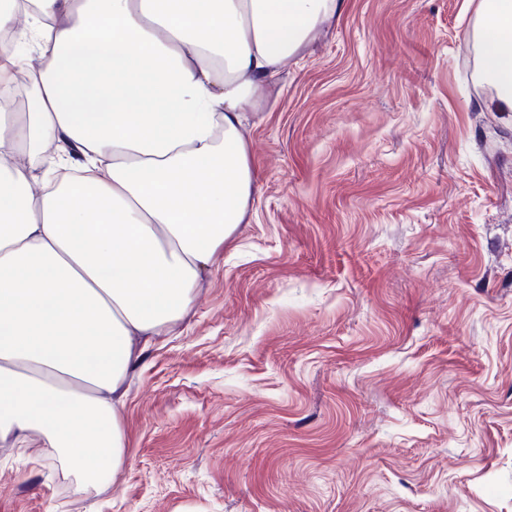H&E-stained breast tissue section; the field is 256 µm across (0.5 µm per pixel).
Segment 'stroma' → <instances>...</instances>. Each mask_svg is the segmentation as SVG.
<instances>
[{
	"label": "stroma",
	"mask_w": 512,
	"mask_h": 512,
	"mask_svg": "<svg viewBox=\"0 0 512 512\" xmlns=\"http://www.w3.org/2000/svg\"><path fill=\"white\" fill-rule=\"evenodd\" d=\"M482 0H341L249 119L256 204L129 374L128 463L0 512H512V112Z\"/></svg>",
	"instance_id": "obj_1"
}]
</instances>
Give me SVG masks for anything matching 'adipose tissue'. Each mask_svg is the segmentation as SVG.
<instances>
[{
  "instance_id": "obj_1",
  "label": "adipose tissue",
  "mask_w": 512,
  "mask_h": 512,
  "mask_svg": "<svg viewBox=\"0 0 512 512\" xmlns=\"http://www.w3.org/2000/svg\"><path fill=\"white\" fill-rule=\"evenodd\" d=\"M336 0H0V441L126 464L119 408L154 336L184 318L247 223L246 136ZM481 69L512 112V0H485ZM58 151L62 179L40 169Z\"/></svg>"
}]
</instances>
